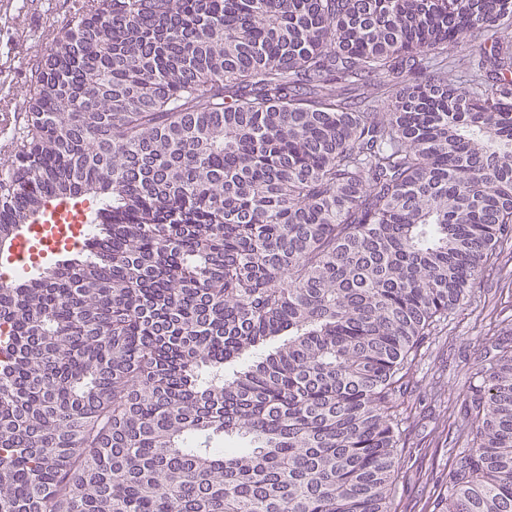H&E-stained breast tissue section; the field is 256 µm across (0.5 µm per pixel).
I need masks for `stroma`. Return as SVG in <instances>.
I'll list each match as a JSON object with an SVG mask.
<instances>
[{
    "instance_id": "35a3bbf8",
    "label": "stroma",
    "mask_w": 512,
    "mask_h": 512,
    "mask_svg": "<svg viewBox=\"0 0 512 512\" xmlns=\"http://www.w3.org/2000/svg\"><path fill=\"white\" fill-rule=\"evenodd\" d=\"M71 0H0V114L26 116L31 79L53 37L71 22ZM512 330V237L500 242L470 304L437 322L407 370L393 512H431L448 495V470L466 435L451 430L457 400L484 356L485 335Z\"/></svg>"
}]
</instances>
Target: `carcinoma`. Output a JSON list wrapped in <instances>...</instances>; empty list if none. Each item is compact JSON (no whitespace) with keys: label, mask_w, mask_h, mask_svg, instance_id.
Instances as JSON below:
<instances>
[{"label":"carcinoma","mask_w":512,"mask_h":512,"mask_svg":"<svg viewBox=\"0 0 512 512\" xmlns=\"http://www.w3.org/2000/svg\"><path fill=\"white\" fill-rule=\"evenodd\" d=\"M505 26L512 0H75L0 241L103 203L0 283V512H391L411 353L512 233ZM485 344L442 512H512V338Z\"/></svg>","instance_id":"cac0c4a2"}]
</instances>
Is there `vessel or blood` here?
Wrapping results in <instances>:
<instances>
[{"mask_svg": "<svg viewBox=\"0 0 512 512\" xmlns=\"http://www.w3.org/2000/svg\"><path fill=\"white\" fill-rule=\"evenodd\" d=\"M72 218L82 224L87 221L85 214L77 213L73 206L61 203L49 210L42 221L28 225L8 251L11 262L27 268L35 267L62 247L70 245L71 240L65 237L64 232Z\"/></svg>", "mask_w": 512, "mask_h": 512, "instance_id": "b4317fda", "label": "vessel or blood"}]
</instances>
